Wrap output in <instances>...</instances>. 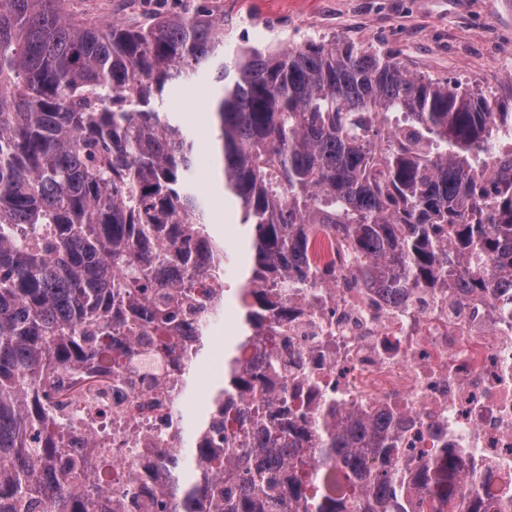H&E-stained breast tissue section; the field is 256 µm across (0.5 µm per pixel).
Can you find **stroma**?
Segmentation results:
<instances>
[{"label": "stroma", "mask_w": 512, "mask_h": 512, "mask_svg": "<svg viewBox=\"0 0 512 512\" xmlns=\"http://www.w3.org/2000/svg\"><path fill=\"white\" fill-rule=\"evenodd\" d=\"M102 2L73 0L70 11L108 27L116 19L134 24L158 14L205 9L223 16L228 50L351 40L398 53L418 75L469 84L489 97L512 93V0H139L126 11L104 10ZM214 77L205 71L192 79V86L202 89L196 101L187 102L185 89H168L155 109L176 113L198 141L206 174L197 186L208 201V222L236 250L241 228L211 175L207 149Z\"/></svg>", "instance_id": "35a3bbf8"}]
</instances>
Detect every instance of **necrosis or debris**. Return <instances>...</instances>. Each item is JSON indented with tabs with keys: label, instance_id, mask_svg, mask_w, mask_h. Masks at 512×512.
<instances>
[{
	"label": "necrosis or debris",
	"instance_id": "obj_1",
	"mask_svg": "<svg viewBox=\"0 0 512 512\" xmlns=\"http://www.w3.org/2000/svg\"><path fill=\"white\" fill-rule=\"evenodd\" d=\"M334 259L335 282L289 290L292 319L270 322L265 333L274 359H299L312 379L273 371L269 387L287 389L310 422L326 395L344 418L390 415L400 425L398 445L406 453L398 470L413 502L421 500L413 490L416 470L436 472L453 458L474 512H502L512 498V293L489 300L427 288L392 301L378 283L354 279L342 248ZM82 374L84 387L51 409L68 447L89 438L113 442L116 408L134 430L124 437L126 451L111 456L114 475L174 446L176 418L158 388L134 377L115 381L94 364Z\"/></svg>",
	"mask_w": 512,
	"mask_h": 512
}]
</instances>
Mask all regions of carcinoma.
<instances>
[{
  "instance_id": "cac0c4a2",
  "label": "carcinoma",
  "mask_w": 512,
  "mask_h": 512,
  "mask_svg": "<svg viewBox=\"0 0 512 512\" xmlns=\"http://www.w3.org/2000/svg\"><path fill=\"white\" fill-rule=\"evenodd\" d=\"M70 0H0V512H413L401 478L365 449L397 457L382 417L336 422L326 402L298 420L288 390L265 393L269 366L244 362L288 289L332 276L320 236L355 255L354 278L391 298L446 283L463 294L512 289V94L491 101L416 75L353 41L224 53V18L185 12L101 28ZM217 62L215 142L224 193L251 236L253 267L227 287L233 254L204 220L197 144L153 108L156 96ZM232 298L230 341L204 419L161 452L149 502L109 475L112 449L71 454L43 400L102 346L185 399L211 360L203 329L176 374L156 339L204 308L201 280ZM334 467L310 480L307 442ZM356 478V497L341 493ZM448 483L430 512L462 508Z\"/></svg>"
}]
</instances>
